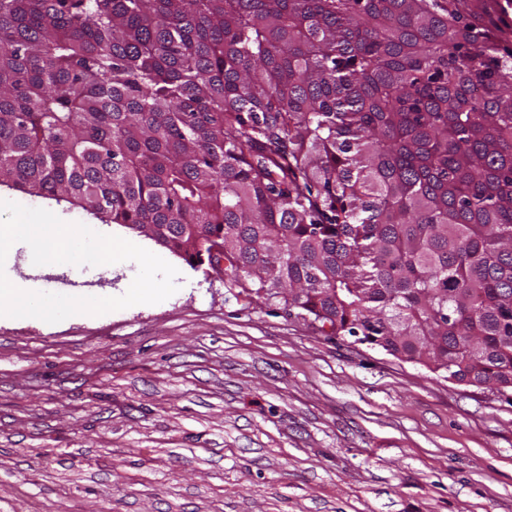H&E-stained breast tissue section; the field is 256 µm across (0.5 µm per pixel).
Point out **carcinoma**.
Returning a JSON list of instances; mask_svg holds the SVG:
<instances>
[{
    "label": "carcinoma",
    "mask_w": 512,
    "mask_h": 512,
    "mask_svg": "<svg viewBox=\"0 0 512 512\" xmlns=\"http://www.w3.org/2000/svg\"><path fill=\"white\" fill-rule=\"evenodd\" d=\"M0 186L512 392V29L471 0H0Z\"/></svg>",
    "instance_id": "1"
}]
</instances>
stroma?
Masks as SVG:
<instances>
[{
    "instance_id": "1",
    "label": "stroma",
    "mask_w": 512,
    "mask_h": 512,
    "mask_svg": "<svg viewBox=\"0 0 512 512\" xmlns=\"http://www.w3.org/2000/svg\"><path fill=\"white\" fill-rule=\"evenodd\" d=\"M54 324L0 316V512H512V395L329 336L210 266ZM17 286L118 293L125 265Z\"/></svg>"
}]
</instances>
